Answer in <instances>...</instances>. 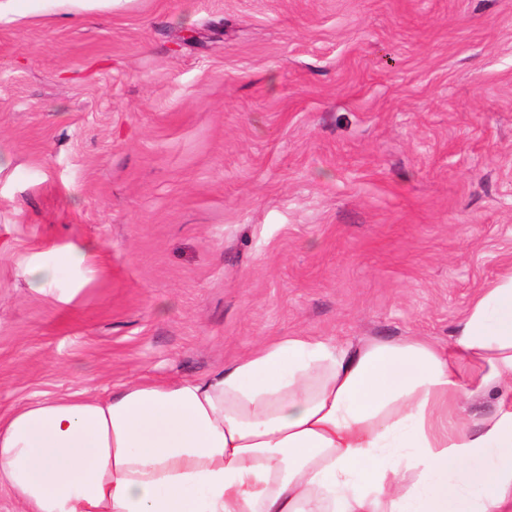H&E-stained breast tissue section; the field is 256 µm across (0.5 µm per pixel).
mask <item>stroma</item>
<instances>
[{
	"instance_id": "35a3bbf8",
	"label": "stroma",
	"mask_w": 512,
	"mask_h": 512,
	"mask_svg": "<svg viewBox=\"0 0 512 512\" xmlns=\"http://www.w3.org/2000/svg\"><path fill=\"white\" fill-rule=\"evenodd\" d=\"M37 264L70 302L32 292ZM511 266L512 0L0 22V414L279 336L447 346Z\"/></svg>"
}]
</instances>
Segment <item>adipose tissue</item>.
I'll return each mask as SVG.
<instances>
[{"label":"adipose tissue","instance_id":"obj_1","mask_svg":"<svg viewBox=\"0 0 512 512\" xmlns=\"http://www.w3.org/2000/svg\"><path fill=\"white\" fill-rule=\"evenodd\" d=\"M19 512H512V272L440 347L273 339L0 415Z\"/></svg>","mask_w":512,"mask_h":512}]
</instances>
